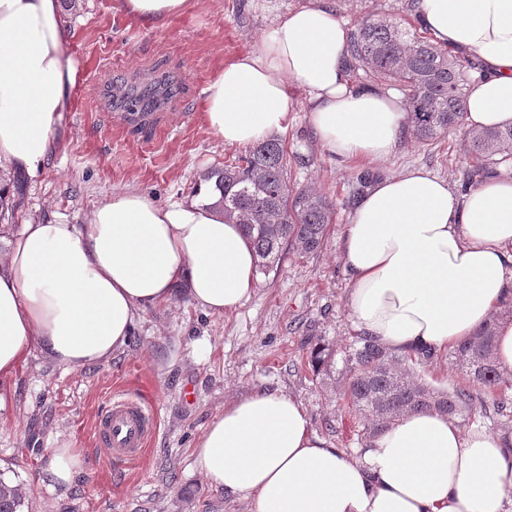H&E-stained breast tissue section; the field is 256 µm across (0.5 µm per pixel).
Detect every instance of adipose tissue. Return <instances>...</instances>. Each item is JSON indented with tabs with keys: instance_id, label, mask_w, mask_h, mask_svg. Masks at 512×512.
I'll return each instance as SVG.
<instances>
[{
	"instance_id": "obj_1",
	"label": "adipose tissue",
	"mask_w": 512,
	"mask_h": 512,
	"mask_svg": "<svg viewBox=\"0 0 512 512\" xmlns=\"http://www.w3.org/2000/svg\"><path fill=\"white\" fill-rule=\"evenodd\" d=\"M120 6L161 23L191 0ZM415 17L476 68L467 128L512 125V0H418ZM69 25L60 0H0L2 184L19 172L37 178L55 150L77 81L65 60ZM349 33L328 0L289 9L211 80L208 130L229 147L285 132L295 85L326 154L390 157L405 138L404 104L393 90L352 82ZM340 258L362 335L399 354L453 348L512 303V175L464 193L423 167L382 178L353 209ZM256 261L241 226L193 198L161 205L129 190L84 224L24 219L0 235V378L35 349L65 369L110 360L139 313L171 301L180 284L203 311L231 313L254 292ZM192 457L211 487L252 499L254 512H512V433L466 432L435 411L401 414L349 456L311 431L299 401L259 391L225 402ZM80 468L66 446L43 458L53 487H69Z\"/></svg>"
}]
</instances>
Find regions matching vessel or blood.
Instances as JSON below:
<instances>
[{
    "instance_id": "1",
    "label": "vessel or blood",
    "mask_w": 512,
    "mask_h": 512,
    "mask_svg": "<svg viewBox=\"0 0 512 512\" xmlns=\"http://www.w3.org/2000/svg\"><path fill=\"white\" fill-rule=\"evenodd\" d=\"M157 429L151 404L138 396L124 394L111 398L95 422L94 435L109 449L114 460L137 464L143 460Z\"/></svg>"
}]
</instances>
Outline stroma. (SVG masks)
I'll return each mask as SVG.
<instances>
[{"label":"stroma","instance_id":"1","mask_svg":"<svg viewBox=\"0 0 512 512\" xmlns=\"http://www.w3.org/2000/svg\"><path fill=\"white\" fill-rule=\"evenodd\" d=\"M186 14L147 24L124 13L119 0H81L70 17L67 57L78 82L60 131V149L28 180L21 216H64L85 223L95 205L126 189L159 203L191 197L204 175L238 156L218 143L203 121L205 89L225 61L254 50L275 17L300 0H192ZM346 23L373 13L414 23L407 0H333ZM178 75L180 96L154 124L137 131L103 96L116 80L147 83ZM295 108L282 133L291 182L311 186L335 206L321 252H286L279 271L263 275L245 304L224 316L202 312L185 289L141 313L127 346L104 363L57 367L39 351L4 387L0 411V480L21 494L19 512H253L251 501L224 495L194 468L192 450L232 396L278 390L301 402L312 432L355 454L369 439L345 398L343 361L357 330L346 302L350 283L340 239L355 206L351 182L360 166L338 164L322 151L307 122V101L293 89ZM422 166L465 190L471 165L461 138L406 139L393 156L373 163L389 176ZM326 346L332 364L313 368L310 353ZM148 395L159 431L143 464L111 460L93 424L116 393ZM69 445L82 469L71 488H50L40 474L46 449Z\"/></svg>","mask_w":512,"mask_h":512}]
</instances>
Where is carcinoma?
I'll return each mask as SVG.
<instances>
[{
  "label": "carcinoma",
  "instance_id": "carcinoma-1",
  "mask_svg": "<svg viewBox=\"0 0 512 512\" xmlns=\"http://www.w3.org/2000/svg\"><path fill=\"white\" fill-rule=\"evenodd\" d=\"M347 58L356 80L389 83L401 91L407 130L417 141H432L442 134L461 133L465 151L481 160L467 172L473 182L493 167L512 158V127L464 129V106L472 65L418 35L395 19L370 14L351 28ZM178 79L163 73L146 84H131L110 92L109 102L129 112H157L177 97ZM214 181L211 206L228 220L240 224L258 259L257 270L266 275L278 270L284 250L295 247L315 254L324 245L333 205L309 188L293 189L288 181V150L275 137L266 138L232 163L208 172ZM25 195V186L13 179L10 205L0 209V220L14 214ZM498 317H492L474 335L450 352L452 364L466 383L448 391L437 390L409 376L406 364L430 355H396L375 340L360 336L349 347L345 362L350 373L347 395L355 411L367 421L369 435L383 424L409 411H437L451 419L465 418L475 408L512 415V402L486 396L500 382L494 357ZM19 489L0 481V512H17Z\"/></svg>",
  "mask_w": 512,
  "mask_h": 512
}]
</instances>
